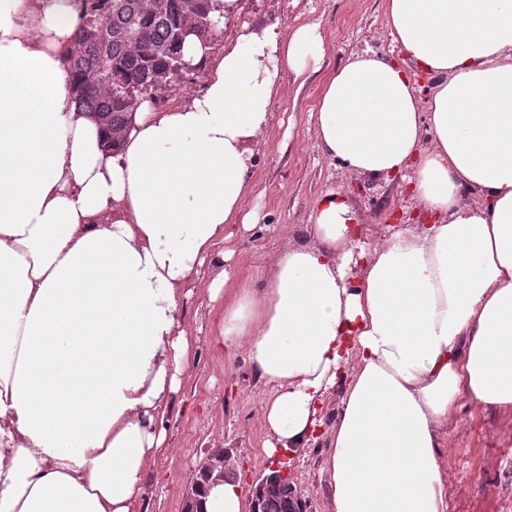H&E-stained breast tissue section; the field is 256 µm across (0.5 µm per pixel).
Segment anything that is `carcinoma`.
I'll use <instances>...</instances> for the list:
<instances>
[{
    "label": "carcinoma",
    "instance_id": "obj_1",
    "mask_svg": "<svg viewBox=\"0 0 512 512\" xmlns=\"http://www.w3.org/2000/svg\"><path fill=\"white\" fill-rule=\"evenodd\" d=\"M84 0L68 59L75 103L94 114L109 133L107 147L144 101L194 70L182 56L187 37L213 47L224 18L221 0ZM300 493L289 482L265 495L264 512H296Z\"/></svg>",
    "mask_w": 512,
    "mask_h": 512
}]
</instances>
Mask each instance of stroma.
I'll use <instances>...</instances> for the list:
<instances>
[{"instance_id":"35a3bbf8","label":"stroma","mask_w":512,"mask_h":512,"mask_svg":"<svg viewBox=\"0 0 512 512\" xmlns=\"http://www.w3.org/2000/svg\"><path fill=\"white\" fill-rule=\"evenodd\" d=\"M385 0H238L234 18L219 43L242 24L270 27L278 34L302 22L318 21L328 51L304 85L285 77V91L273 107L264 144L255 158L247 210L259 221L235 226L228 247L236 282L261 286L265 258L291 245L311 243L308 222L314 200L342 193L353 205L363 241L372 243L392 224L419 218L410 185L401 177L371 181L329 158L314 133V112L322 85L356 52L393 53L382 24ZM184 326L196 341L194 358L171 398L168 450L151 464L144 505L147 512H182L201 459L221 451L232 472L252 488L273 471L288 475L301 492L303 512H327L330 490L322 472L327 434L341 412L347 376L318 405L317 430L305 447L267 456L261 423L269 389L240 347L217 353L221 308L200 291L184 298ZM439 458L447 477V512H512V411L479 408L460 399L439 428Z\"/></svg>"}]
</instances>
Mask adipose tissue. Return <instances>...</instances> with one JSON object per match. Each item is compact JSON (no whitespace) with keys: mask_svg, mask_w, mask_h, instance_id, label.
Returning <instances> with one entry per match:
<instances>
[{"mask_svg":"<svg viewBox=\"0 0 512 512\" xmlns=\"http://www.w3.org/2000/svg\"><path fill=\"white\" fill-rule=\"evenodd\" d=\"M384 25L409 66L353 54L323 83L315 135L357 175L413 170L435 223L367 245L326 194L313 244L239 288L220 246L256 221L254 159L284 74L306 80L326 55L320 24L246 25L215 56L188 37L203 92L142 103L112 151L73 101L68 0H0V512H138L192 360L196 286L270 389L267 454L305 446L351 367L329 512H446L449 410H512V0H386ZM193 512H248V496L212 477Z\"/></svg>","mask_w":512,"mask_h":512,"instance_id":"obj_1","label":"adipose tissue"}]
</instances>
